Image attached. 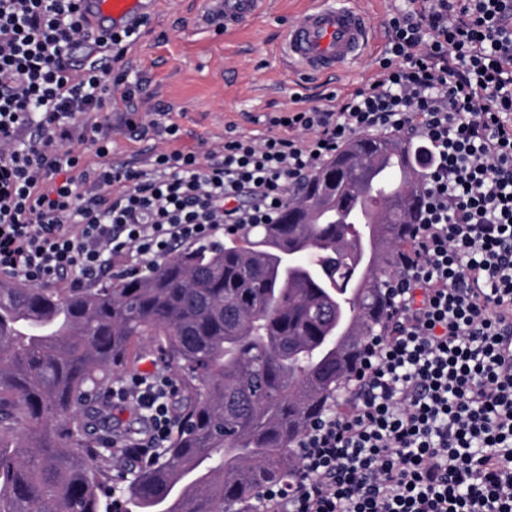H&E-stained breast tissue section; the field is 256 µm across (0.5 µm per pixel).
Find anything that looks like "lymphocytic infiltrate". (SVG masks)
<instances>
[{
  "instance_id": "f902f5d3",
  "label": "lymphocytic infiltrate",
  "mask_w": 512,
  "mask_h": 512,
  "mask_svg": "<svg viewBox=\"0 0 512 512\" xmlns=\"http://www.w3.org/2000/svg\"><path fill=\"white\" fill-rule=\"evenodd\" d=\"M82 0H0V274L82 288L149 274L181 243L269 224L359 132L426 147L420 224L383 335L350 396L298 442L301 476L262 512H512V0L397 10L371 82L331 109L271 118L199 159L112 163V95L138 124L127 57L140 32L93 34ZM92 143L85 166L74 145ZM147 427L112 445L151 459L175 429L167 368L108 392Z\"/></svg>"
}]
</instances>
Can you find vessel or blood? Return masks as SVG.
I'll use <instances>...</instances> for the list:
<instances>
[{
    "label": "vessel or blood",
    "mask_w": 512,
    "mask_h": 512,
    "mask_svg": "<svg viewBox=\"0 0 512 512\" xmlns=\"http://www.w3.org/2000/svg\"><path fill=\"white\" fill-rule=\"evenodd\" d=\"M213 12L225 30L254 18L263 0H217ZM92 30L136 26L148 15V0H84ZM374 39V29L356 0H314L284 39L285 54L295 68L309 74H329L362 59Z\"/></svg>",
    "instance_id": "obj_1"
}]
</instances>
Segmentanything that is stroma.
Segmentation results:
<instances>
[{
    "label": "stroma",
    "mask_w": 512,
    "mask_h": 512,
    "mask_svg": "<svg viewBox=\"0 0 512 512\" xmlns=\"http://www.w3.org/2000/svg\"><path fill=\"white\" fill-rule=\"evenodd\" d=\"M148 22L128 56L139 82L142 124L137 131L121 122L120 98L105 104L98 119L112 127L110 161L147 160L158 150L181 149L206 155L225 136L259 138L270 134V118L343 98L374 76L388 43L386 23L399 0H364L378 40L358 64L335 75L313 77L289 70L279 46L290 24L311 0H266L260 16L224 32L209 27L211 0H151ZM163 117L178 127L176 139H161L151 122Z\"/></svg>",
    "instance_id": "1"
}]
</instances>
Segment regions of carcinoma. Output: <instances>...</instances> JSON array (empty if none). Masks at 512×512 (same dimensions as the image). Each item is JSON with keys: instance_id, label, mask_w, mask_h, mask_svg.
Wrapping results in <instances>:
<instances>
[{"instance_id": "cac0c4a2", "label": "carcinoma", "mask_w": 512, "mask_h": 512, "mask_svg": "<svg viewBox=\"0 0 512 512\" xmlns=\"http://www.w3.org/2000/svg\"><path fill=\"white\" fill-rule=\"evenodd\" d=\"M406 178L370 212L388 158ZM428 152L358 137L272 224L224 232L99 288L0 279V512H249L300 475L295 443L349 390L385 328L420 223ZM179 384L177 426L149 465L112 447L102 392L143 337ZM107 426L91 438L89 425Z\"/></svg>"}]
</instances>
